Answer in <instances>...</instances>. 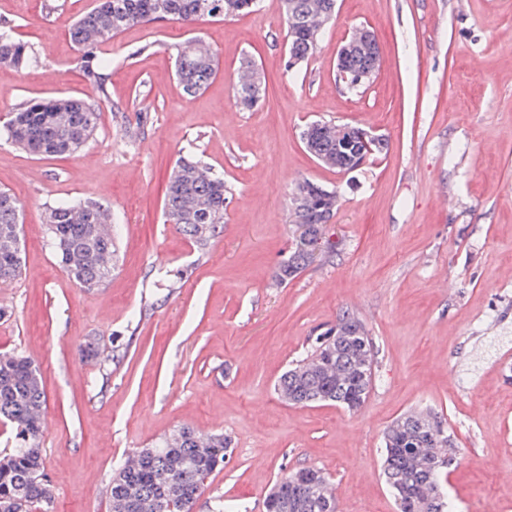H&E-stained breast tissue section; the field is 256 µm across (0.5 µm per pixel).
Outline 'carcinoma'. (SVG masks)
I'll use <instances>...</instances> for the list:
<instances>
[{
	"mask_svg": "<svg viewBox=\"0 0 512 512\" xmlns=\"http://www.w3.org/2000/svg\"><path fill=\"white\" fill-rule=\"evenodd\" d=\"M261 0H96L77 19L69 35L82 52L80 69L97 93L89 102L72 96H52L18 104L3 122L8 139L30 154L55 157L79 150L99 125L100 108L110 105L111 73L99 56L102 45L129 28L156 20L186 26L208 18H224L257 10ZM336 12V0H283L288 48L309 58ZM31 47L13 36L11 25L0 24V67L21 69ZM218 62L210 47L191 37L177 49L175 77L184 93L194 97L216 75ZM239 70L251 78L235 86L245 109L265 97L260 69L249 57ZM326 122L307 126V135L323 164L344 170L352 156L353 130ZM318 184L304 180L291 198V223L306 224L319 248L330 247L326 224L336 213V199L316 192ZM224 179L199 158H181L169 174L163 199L165 222L204 249L224 229ZM109 207L92 201L64 202L44 216L50 240L67 276L81 288H95L115 269L116 236L105 223ZM19 200L0 189V281L21 271ZM289 266L279 265L281 283L294 279L310 264L306 249L294 245ZM375 345L364 323L344 316L334 333L322 336L311 353L286 370L277 381L285 402L311 406L329 403L359 411L372 387ZM45 393L39 369L20 354L0 355V422L11 427L14 448L0 458V512H48L52 498L39 448L44 431ZM231 439L211 434L202 439L189 427L155 442L137 454V463L121 468L112 478V512H191L204 482L231 454ZM457 460L454 440L437 413L407 411L396 417L384 434L382 477L390 488L396 512H449L448 498L440 497L446 468L439 463ZM328 476L313 467H300L280 479L264 501L265 512H336L327 492Z\"/></svg>",
	"mask_w": 512,
	"mask_h": 512,
	"instance_id": "1",
	"label": "carcinoma"
}]
</instances>
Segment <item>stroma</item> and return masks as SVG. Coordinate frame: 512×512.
<instances>
[{
    "instance_id": "1",
    "label": "stroma",
    "mask_w": 512,
    "mask_h": 512,
    "mask_svg": "<svg viewBox=\"0 0 512 512\" xmlns=\"http://www.w3.org/2000/svg\"><path fill=\"white\" fill-rule=\"evenodd\" d=\"M92 4L0 0L36 56L0 67V120L31 99L94 98L68 37ZM360 27L380 62L352 92L336 56ZM286 31L279 0L191 29L133 27L104 55L120 110L102 107L81 151L33 156L0 137V189L23 206L22 271L0 281V353L40 370L49 512H111L113 472L183 426L233 443L192 512H264L273 484L306 466L340 484L343 512H395L383 432L426 407L456 438L454 512H512V360H500L512 350V0H337L314 55L291 70ZM194 35L219 70L190 98L172 71ZM246 55L267 82L250 111L234 98ZM315 121L360 125L388 149L350 173L323 166L301 139ZM188 155L227 187L224 232L203 250L163 221L165 182ZM305 179L339 195L332 248L281 284ZM63 200L116 219L117 263L100 286H76L50 244L44 214ZM345 314L378 350L364 406L281 400L277 378Z\"/></svg>"
}]
</instances>
